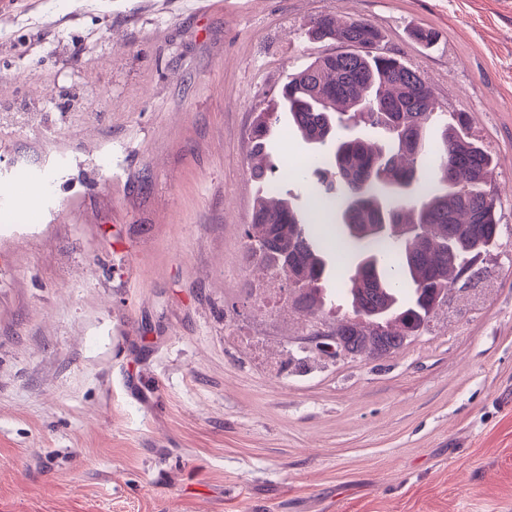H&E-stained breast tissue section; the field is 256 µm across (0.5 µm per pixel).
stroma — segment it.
Returning a JSON list of instances; mask_svg holds the SVG:
<instances>
[{
    "label": "stroma",
    "mask_w": 512,
    "mask_h": 512,
    "mask_svg": "<svg viewBox=\"0 0 512 512\" xmlns=\"http://www.w3.org/2000/svg\"><path fill=\"white\" fill-rule=\"evenodd\" d=\"M322 14L494 159L499 246L382 359L310 358L243 247L253 115L339 51ZM0 512H512V0H9ZM308 36L314 39L331 40L348 47L363 45V48L377 49L383 36L372 22L350 19L337 22L333 16L324 14L311 21Z\"/></svg>",
    "instance_id": "obj_1"
}]
</instances>
